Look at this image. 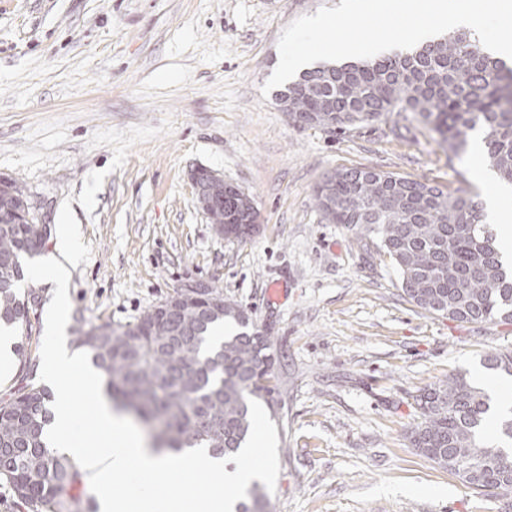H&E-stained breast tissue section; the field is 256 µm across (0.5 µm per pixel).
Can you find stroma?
I'll return each instance as SVG.
<instances>
[{
  "label": "stroma",
  "mask_w": 512,
  "mask_h": 512,
  "mask_svg": "<svg viewBox=\"0 0 512 512\" xmlns=\"http://www.w3.org/2000/svg\"><path fill=\"white\" fill-rule=\"evenodd\" d=\"M340 2L0 0V177L40 222L70 201L92 247L69 270L68 334L126 326L195 281L248 311L277 376L269 512H512V496L465 487L408 439L416 395L449 374L503 403L512 377L483 359L512 347V322L413 306L376 239L323 222L314 197L339 169L482 200L499 181L420 124L297 127L261 92L284 27ZM199 166L253 200L250 241L216 234L187 178Z\"/></svg>",
  "instance_id": "stroma-1"
}]
</instances>
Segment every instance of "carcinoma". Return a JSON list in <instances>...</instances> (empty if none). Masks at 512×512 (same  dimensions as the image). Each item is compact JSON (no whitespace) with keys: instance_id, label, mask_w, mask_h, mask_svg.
<instances>
[{"instance_id":"carcinoma-1","label":"carcinoma","mask_w":512,"mask_h":512,"mask_svg":"<svg viewBox=\"0 0 512 512\" xmlns=\"http://www.w3.org/2000/svg\"><path fill=\"white\" fill-rule=\"evenodd\" d=\"M281 110L297 126L346 130L395 115L423 125L452 156L465 154L471 134L482 137L484 158L498 179L512 184V67L480 49L466 32L425 42L409 52L373 61L322 64L279 94ZM321 218L376 236L401 279L406 299L421 310L460 323L512 321V271L485 224L481 201L464 190L437 186L375 169H344L315 190ZM31 202L8 179L0 209ZM249 200L231 191L207 216L222 224L238 215L250 238ZM51 228L32 217L0 224V326H19L39 299L20 297L29 248L44 244ZM226 320L242 331L210 344ZM238 304L220 309L206 302L165 317L155 306L120 329L77 330L75 342L100 372L116 407L133 413L152 433L154 448L180 452L203 446L209 456L230 457L250 430L248 401L274 391V357L268 338L249 329ZM487 369L512 376V349L485 356ZM55 396L32 382L0 401V486L10 488L27 512H88L81 467L46 446L44 427ZM420 420L409 431L422 456L488 497L512 493V452L483 438L489 395L463 374H450L416 397ZM238 512H267L253 484Z\"/></svg>"}]
</instances>
